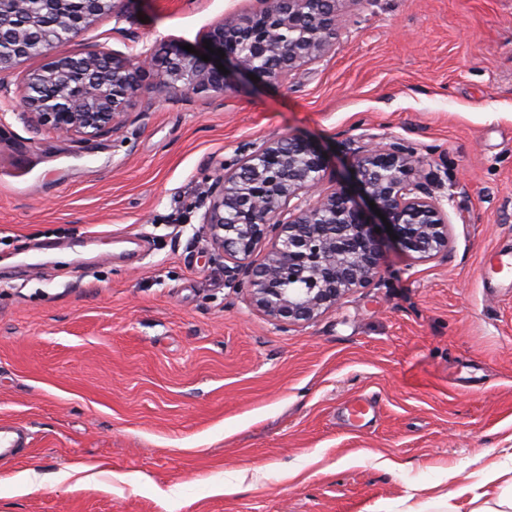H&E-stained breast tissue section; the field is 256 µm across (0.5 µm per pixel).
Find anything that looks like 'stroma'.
Wrapping results in <instances>:
<instances>
[{
    "label": "stroma",
    "mask_w": 512,
    "mask_h": 512,
    "mask_svg": "<svg viewBox=\"0 0 512 512\" xmlns=\"http://www.w3.org/2000/svg\"><path fill=\"white\" fill-rule=\"evenodd\" d=\"M56 53L200 45L260 0H114ZM320 61L274 85L171 92L149 68L115 133L35 127L0 94V512H408L512 479V0H347ZM295 136L349 194L369 139L407 142L454 198L448 255L383 243L384 278L281 328L224 275L202 187ZM377 403L360 429L349 408ZM27 473L29 485L12 482ZM31 442L29 430L19 423H0V461L15 458Z\"/></svg>",
    "instance_id": "stroma-1"
}]
</instances>
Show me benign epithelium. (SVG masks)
<instances>
[{
	"instance_id": "1",
	"label": "benign epithelium",
	"mask_w": 512,
	"mask_h": 512,
	"mask_svg": "<svg viewBox=\"0 0 512 512\" xmlns=\"http://www.w3.org/2000/svg\"><path fill=\"white\" fill-rule=\"evenodd\" d=\"M342 0H262L247 15H229L202 33L211 60L167 44L163 87L221 94L227 75L220 62L267 83H281L301 65L328 52L343 29ZM114 9V0H0V74L23 61L42 63L22 73L16 103L52 132L86 140L115 132L141 90L144 60L88 50L70 56L54 44ZM57 27L53 40L43 28ZM327 162L299 137L243 147L240 157L205 187L203 215L214 250L231 265L224 272L254 309L284 328L311 322L349 293L381 282L382 237L391 224L396 243L418 261L448 255L449 221L441 184L425 175L412 148L397 139L373 141L354 162L365 208L343 188L323 187ZM295 204H290L291 200ZM383 217H378L375 211ZM265 250L262 262L249 259ZM302 287L290 288L291 280Z\"/></svg>"
}]
</instances>
